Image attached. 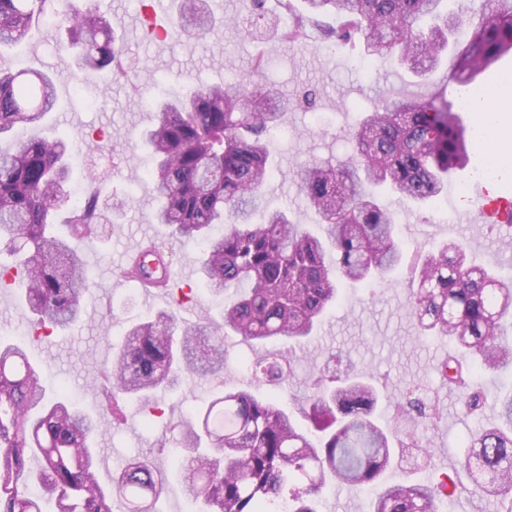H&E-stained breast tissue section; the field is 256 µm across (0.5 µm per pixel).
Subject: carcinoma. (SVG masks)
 Wrapping results in <instances>:
<instances>
[{"instance_id": "obj_1", "label": "carcinoma", "mask_w": 512, "mask_h": 512, "mask_svg": "<svg viewBox=\"0 0 512 512\" xmlns=\"http://www.w3.org/2000/svg\"><path fill=\"white\" fill-rule=\"evenodd\" d=\"M47 0H0V49L32 37L43 23L68 31L59 49L74 54L80 70H104L119 51L110 19L96 7L46 16ZM284 0L295 15L281 39L298 43L305 24L336 17L326 39L363 45L371 62H397L418 71L448 50L469 27L455 78L470 82L505 49H512V10L481 0L478 10H440L442 0ZM208 0H180L178 23L191 35L211 25ZM265 68L258 55L250 73L233 83L188 88L153 105L155 122L144 133L156 193L154 221L170 236L201 246L199 284L224 300V323L178 324L172 311L136 323L123 336L105 373L107 408L120 410L130 396L143 402L160 388H175L188 374L224 380V341L230 328L251 344L314 335L346 284L385 278L402 266L396 217L379 203L384 189L410 202L441 195L448 173L464 161L462 100L440 93L427 99L387 101L365 114L355 131L357 157L334 165L313 158L300 164L304 195L324 229L318 235L286 210H269L262 187L273 175L269 142L288 112L289 99L256 82ZM56 110L55 82L37 70L0 69V248L13 264H0V280L12 276L37 331L78 323L93 281L71 245L91 237L101 217L100 193L73 200L68 187L72 142L48 136L44 124ZM125 276L153 280L144 256ZM410 314L421 334L452 341L457 353L441 367L443 381L472 412L483 400L469 389L471 372L497 373L512 365L502 311H512V278L473 263L464 245L450 242L419 258ZM290 358L273 355L252 367L258 380L284 379ZM331 386L306 404L312 430L298 427L277 399L229 391L191 418L172 425L189 451L182 482L200 512H318L322 491L335 485L376 488L372 512H438L446 497L479 492L509 502L512 512V391L498 399V422L472 435L462 480L384 481L391 449L419 447L415 426L435 424L436 405L417 398L396 405L393 423L375 416L378 398L351 370L329 377ZM100 424L74 404L66 390L50 399L24 343L0 336V512H113L148 500L157 512L163 488L151 462L131 460L105 488L89 453ZM37 462V468L31 462Z\"/></svg>"}]
</instances>
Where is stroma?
Returning a JSON list of instances; mask_svg holds the SVG:
<instances>
[{
	"label": "stroma",
	"instance_id": "stroma-1",
	"mask_svg": "<svg viewBox=\"0 0 512 512\" xmlns=\"http://www.w3.org/2000/svg\"><path fill=\"white\" fill-rule=\"evenodd\" d=\"M73 3L80 8L97 5L110 17L123 43L121 79H113L108 70L76 71L73 60L58 51L59 34L50 26L42 27L28 43L0 52V68H34L56 74L57 103L50 121L59 133L77 144L93 132L103 138L101 149L94 154L74 156L69 182L71 191L87 190L83 173L89 170L101 190L102 219L90 240L80 246L95 283L93 295L77 325L30 342L28 354L40 366L47 388L66 386L85 411L100 419L98 475L104 486H111L129 459L140 456L168 479L157 503L159 512H188L190 503L179 477L185 452L178 431L170 430L163 421L145 427L142 409L131 403L125 406L123 421H113L98 391L103 371L129 326L172 303L170 294L152 296L138 283L123 279L131 249L150 240L173 244L170 258L180 269L193 268L199 251L194 242L170 240L165 228L152 221V184L145 174L148 151L140 132L152 124L153 100L182 87L234 80L250 71L257 54H264L263 80L275 84L295 102L294 112L287 114L273 138L277 169L266 188V205L288 210L295 220L318 233L322 230L319 218L300 190L297 165L301 160L316 157L343 162L355 156L353 131L361 113L389 98L423 99L441 92L453 100L468 91L485 96L488 107L500 108L503 102L495 89L503 77L512 76V66L493 64L463 88L454 78L456 57L464 49L460 43L450 47L441 64L419 77L398 64H369L360 49L323 42L314 30L304 43L294 46L245 33V26L258 13L277 27L290 26L292 18L281 0H209L221 20L214 31L203 36L170 33L164 37L147 32L146 17L154 0ZM309 89L316 92L311 106L302 100ZM510 142L512 111L504 113L501 131L483 147L468 144L467 161L453 180L454 186L464 189V196L414 205L379 192V199L397 217V237L404 254L424 255L457 239L474 261L484 265L512 257V246L504 243L505 230L476 223L474 216L462 213L469 204L468 191L481 181L488 155ZM410 294L404 267L383 281L345 286L340 300L325 312L316 335L293 349L278 339L253 346L226 332L223 386L196 379L178 392H159L156 398L180 417L196 412L223 388L260 397L275 395L305 429L309 422L302 402L313 394L317 377L327 371H343L339 357L345 354L376 387L380 420H388L394 405L408 397L432 398L439 411L437 424L418 428L421 448H406L397 454L389 478L415 480L432 469L454 472L468 453L469 434L495 422V397L501 387L493 375L473 374L471 385L484 393L485 402L476 414L464 413L457 392L443 386L438 370L455 347L448 340L420 335L409 314ZM284 351L291 358L288 380L257 383L249 368L251 361Z\"/></svg>",
	"mask_w": 512,
	"mask_h": 512
}]
</instances>
